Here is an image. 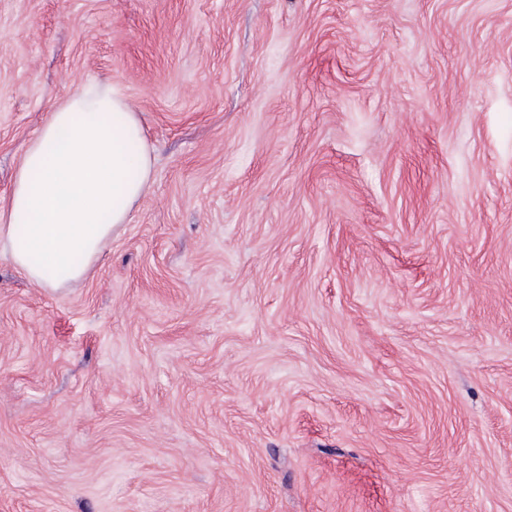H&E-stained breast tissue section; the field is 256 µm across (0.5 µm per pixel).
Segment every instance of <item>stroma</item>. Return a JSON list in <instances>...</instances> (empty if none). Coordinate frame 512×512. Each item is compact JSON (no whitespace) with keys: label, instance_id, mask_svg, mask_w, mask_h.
Returning a JSON list of instances; mask_svg holds the SVG:
<instances>
[{"label":"stroma","instance_id":"stroma-1","mask_svg":"<svg viewBox=\"0 0 512 512\" xmlns=\"http://www.w3.org/2000/svg\"><path fill=\"white\" fill-rule=\"evenodd\" d=\"M91 82L154 177L0 255V512H512V0H0V207Z\"/></svg>","mask_w":512,"mask_h":512}]
</instances>
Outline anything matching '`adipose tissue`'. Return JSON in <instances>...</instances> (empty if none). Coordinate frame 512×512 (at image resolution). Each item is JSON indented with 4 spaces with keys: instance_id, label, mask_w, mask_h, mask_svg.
Segmentation results:
<instances>
[{
    "instance_id": "adipose-tissue-1",
    "label": "adipose tissue",
    "mask_w": 512,
    "mask_h": 512,
    "mask_svg": "<svg viewBox=\"0 0 512 512\" xmlns=\"http://www.w3.org/2000/svg\"><path fill=\"white\" fill-rule=\"evenodd\" d=\"M152 174L139 117L121 92L75 87L23 154L0 208V254L44 288L82 279L129 223Z\"/></svg>"
}]
</instances>
